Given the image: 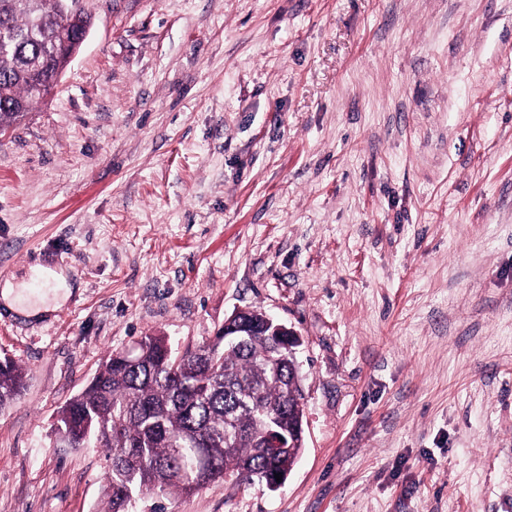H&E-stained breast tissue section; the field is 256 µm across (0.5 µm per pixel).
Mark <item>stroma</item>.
I'll return each instance as SVG.
<instances>
[{
  "mask_svg": "<svg viewBox=\"0 0 512 512\" xmlns=\"http://www.w3.org/2000/svg\"><path fill=\"white\" fill-rule=\"evenodd\" d=\"M56 85L0 135V308L24 387L0 512H106L57 412L115 349L297 330L305 448L278 490L130 512H512V0H86ZM63 289L61 293L56 292L52 300L47 298L41 299L36 302H30L24 299L22 291L16 288H23L22 285L16 287L11 282H5L0 289V301L2 306L8 311L13 312L23 318H40L41 315L48 314L58 309L62 302H64L72 293V288L63 280Z\"/></svg>",
  "mask_w": 512,
  "mask_h": 512,
  "instance_id": "obj_1",
  "label": "stroma"
}]
</instances>
